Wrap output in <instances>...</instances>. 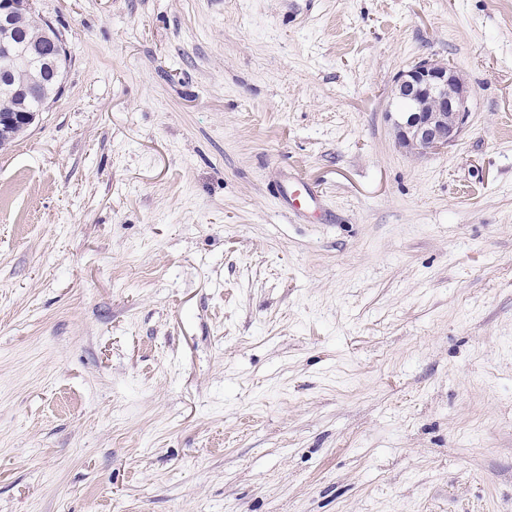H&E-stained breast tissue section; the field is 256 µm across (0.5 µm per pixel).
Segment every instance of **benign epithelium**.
<instances>
[{
  "mask_svg": "<svg viewBox=\"0 0 512 512\" xmlns=\"http://www.w3.org/2000/svg\"><path fill=\"white\" fill-rule=\"evenodd\" d=\"M27 4L28 0H0V27L10 28ZM28 65L27 57L16 59V71L25 77L17 89L21 95L41 85V74L25 71ZM468 97L464 80L436 60L423 59L401 72L394 88L393 126L398 146L417 156L448 148L467 123Z\"/></svg>",
  "mask_w": 512,
  "mask_h": 512,
  "instance_id": "1",
  "label": "benign epithelium"
}]
</instances>
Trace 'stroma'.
Instances as JSON below:
<instances>
[{"instance_id": "35a3bbf8", "label": "stroma", "mask_w": 512, "mask_h": 512, "mask_svg": "<svg viewBox=\"0 0 512 512\" xmlns=\"http://www.w3.org/2000/svg\"><path fill=\"white\" fill-rule=\"evenodd\" d=\"M29 4L68 61L0 149V512H512V0ZM425 58L469 120L417 157ZM469 90L456 71L423 59L395 81L393 118L399 147L417 156L448 148L467 123ZM279 196L293 211L320 208V199L316 193L300 181H289L281 185Z\"/></svg>"}]
</instances>
